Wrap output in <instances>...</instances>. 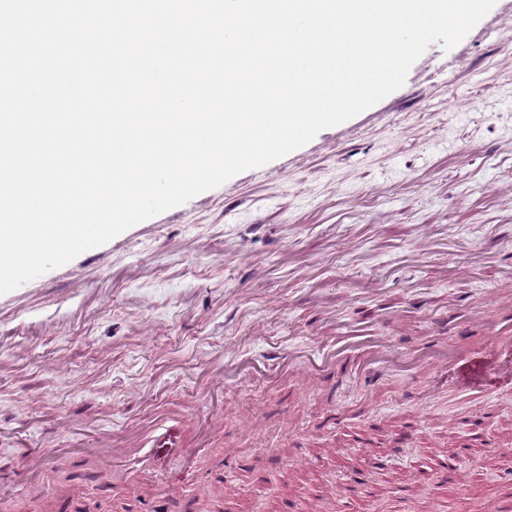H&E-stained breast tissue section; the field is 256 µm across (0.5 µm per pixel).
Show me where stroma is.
I'll return each instance as SVG.
<instances>
[{"label": "stroma", "mask_w": 512, "mask_h": 512, "mask_svg": "<svg viewBox=\"0 0 512 512\" xmlns=\"http://www.w3.org/2000/svg\"><path fill=\"white\" fill-rule=\"evenodd\" d=\"M473 31L384 120L282 173L195 200L110 256L0 312V486L10 512H401L355 433L417 480L464 446L465 484L416 512L512 504V10ZM83 294L71 298V289ZM391 350L362 364L356 335ZM336 363L306 383L296 363ZM239 360L251 376L224 382ZM122 447L123 470L98 445ZM190 445L188 464L175 447Z\"/></svg>", "instance_id": "stroma-1"}]
</instances>
